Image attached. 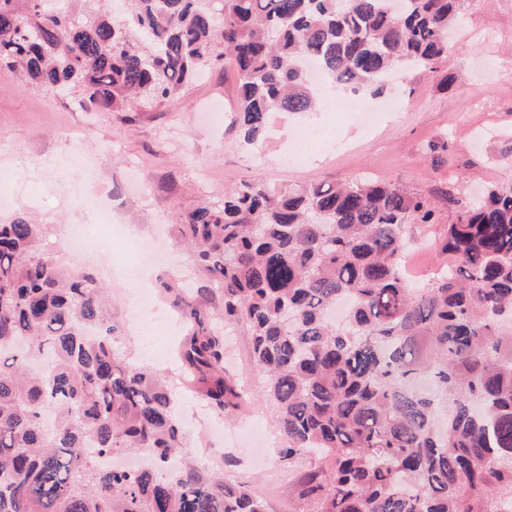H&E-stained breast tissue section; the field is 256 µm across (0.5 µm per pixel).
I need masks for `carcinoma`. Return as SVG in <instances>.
Returning <instances> with one entry per match:
<instances>
[{
  "mask_svg": "<svg viewBox=\"0 0 512 512\" xmlns=\"http://www.w3.org/2000/svg\"><path fill=\"white\" fill-rule=\"evenodd\" d=\"M54 10L0 0V73L127 112L162 104L226 60L247 145L273 112L376 95L400 66L448 54L461 0H99ZM417 192L359 179L282 189L259 180L178 214L175 238L222 290L218 318L245 326L283 440L282 461L320 454L312 512H499L512 501V183L448 225L442 271L416 287L401 258ZM43 229L0 224V512H266L242 483L200 468L163 376L113 346L108 289L58 265ZM191 381L219 414L243 399L224 378V338L182 283ZM143 453L139 471L100 459Z\"/></svg>",
  "mask_w": 512,
  "mask_h": 512,
  "instance_id": "carcinoma-1",
  "label": "carcinoma"
}]
</instances>
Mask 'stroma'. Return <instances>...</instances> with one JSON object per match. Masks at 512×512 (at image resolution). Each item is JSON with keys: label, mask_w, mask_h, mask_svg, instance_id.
Here are the masks:
<instances>
[{"label": "stroma", "mask_w": 512, "mask_h": 512, "mask_svg": "<svg viewBox=\"0 0 512 512\" xmlns=\"http://www.w3.org/2000/svg\"><path fill=\"white\" fill-rule=\"evenodd\" d=\"M237 98V74L222 65L165 104L130 112H99L84 105L81 93L62 97L0 75V141L7 143L0 150V195L43 224L45 252L109 287L115 350L170 376L185 332L169 301L156 299L166 328L141 333L127 320L136 283L117 276L129 266L128 254L114 247L104 265H88L68 249L66 227L94 224V204H111L124 237L164 247V262L144 272L152 289L157 278L191 267L172 237L177 211L221 202L226 188L244 180L289 188L372 177L408 186L434 210V223L409 228L403 256L407 275L426 283L444 261L437 245L446 227L487 188L512 181V0H463L447 57L432 68L396 70L374 100L373 125L331 110L275 113L256 151L207 116L212 109L231 113ZM72 190L90 206L71 203ZM224 375L247 394L223 418L200 419L207 405L201 394L175 390L174 413L189 433L190 455L205 469L242 477L268 512H310L301 481L327 462L280 460L282 441L246 329L227 338Z\"/></svg>", "instance_id": "obj_1"}]
</instances>
